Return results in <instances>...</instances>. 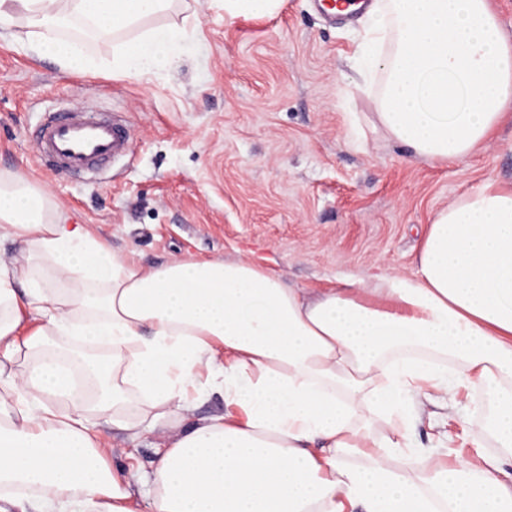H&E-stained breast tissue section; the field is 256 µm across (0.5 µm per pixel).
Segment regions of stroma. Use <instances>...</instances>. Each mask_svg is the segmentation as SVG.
I'll return each instance as SVG.
<instances>
[{
  "label": "stroma",
  "mask_w": 512,
  "mask_h": 512,
  "mask_svg": "<svg viewBox=\"0 0 512 512\" xmlns=\"http://www.w3.org/2000/svg\"><path fill=\"white\" fill-rule=\"evenodd\" d=\"M171 22L193 30L170 67L112 72V44L91 43L99 69L72 74L0 37V170L48 191L63 219L142 264L251 258L288 286L319 291L347 278L372 288L413 275L434 213L485 181L512 186V112L468 158L426 162L372 127L344 90L367 18L331 23L313 0H285L272 18H228L222 0H184ZM87 103L125 119L133 153L99 180L59 177L38 161L42 112ZM477 390L425 403L412 426L419 466L474 458ZM116 469L151 472L158 440L104 430Z\"/></svg>",
  "instance_id": "35a3bbf8"
}]
</instances>
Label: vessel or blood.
<instances>
[{
  "label": "vessel or blood",
  "instance_id": "b4317fda",
  "mask_svg": "<svg viewBox=\"0 0 512 512\" xmlns=\"http://www.w3.org/2000/svg\"><path fill=\"white\" fill-rule=\"evenodd\" d=\"M34 137L43 167L75 178L107 169L133 144L132 129L124 120L83 107L43 113Z\"/></svg>",
  "mask_w": 512,
  "mask_h": 512
}]
</instances>
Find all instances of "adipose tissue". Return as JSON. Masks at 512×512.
Returning a JSON list of instances; mask_svg holds the SVG:
<instances>
[{
    "mask_svg": "<svg viewBox=\"0 0 512 512\" xmlns=\"http://www.w3.org/2000/svg\"><path fill=\"white\" fill-rule=\"evenodd\" d=\"M174 0H0V29L61 69L168 67L187 36ZM356 85L388 138L426 161L469 156L512 112V39L491 0H374ZM0 512H133L137 469L98 442L159 434L148 512H512V188L437 212L411 277L309 294L246 260L154 267L62 223L48 192L0 170ZM33 316L28 334L20 329ZM497 453L421 469L422 400L457 407ZM210 393L223 413L193 418Z\"/></svg>",
    "mask_w": 512,
    "mask_h": 512,
    "instance_id": "adipose-tissue-1",
    "label": "adipose tissue"
}]
</instances>
